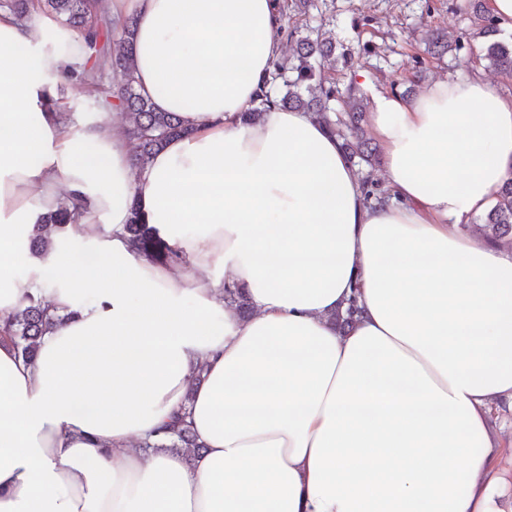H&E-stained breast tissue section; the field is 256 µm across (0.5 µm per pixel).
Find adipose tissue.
I'll list each match as a JSON object with an SVG mask.
<instances>
[{
    "label": "adipose tissue",
    "instance_id": "obj_1",
    "mask_svg": "<svg viewBox=\"0 0 512 512\" xmlns=\"http://www.w3.org/2000/svg\"><path fill=\"white\" fill-rule=\"evenodd\" d=\"M103 7L136 22L138 91L192 132L140 167L105 113L71 125L58 74L83 39L0 8V321L28 292L64 317L33 361L0 340V512H506L488 420L512 403V250L462 226L512 176V93L462 73L378 96L375 206L310 113L242 118L281 54L277 0ZM134 201L192 278L130 248ZM61 207L83 249L32 257ZM182 406L202 454L137 448ZM74 215L67 210H60L55 214L44 217L41 222L34 224L27 235L29 248L37 255L45 259L49 252L48 237L52 232H57L58 236H66V231L70 224L74 223Z\"/></svg>",
    "mask_w": 512,
    "mask_h": 512
}]
</instances>
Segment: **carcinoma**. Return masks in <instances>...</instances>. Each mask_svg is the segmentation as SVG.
Wrapping results in <instances>:
<instances>
[{"label": "carcinoma", "instance_id": "1", "mask_svg": "<svg viewBox=\"0 0 512 512\" xmlns=\"http://www.w3.org/2000/svg\"><path fill=\"white\" fill-rule=\"evenodd\" d=\"M96 4L97 0H0V8L11 9L21 16L32 7L50 13L63 26L84 37L86 66L74 88L89 90L104 107L112 106V99L115 98L119 107L129 111L126 135L135 143L136 158L142 164L168 139L188 134L190 130L177 115L154 111L149 99L138 92L132 70L135 21H128L119 31L112 27V20L104 15L99 16V22L93 24L91 18L97 14ZM459 9L474 15L478 36L488 38L498 34V21L485 7V0H463ZM461 49L460 41L448 39V33L440 30L431 32L424 41V52L433 58H441ZM485 50L490 67L512 77V45L493 40ZM335 52L336 43L324 37L321 28H310L308 34L296 39L292 58L273 62L264 90L259 94V107L245 114V117H258L261 107L268 103L284 109L309 112L336 136L350 162L358 159L372 167L378 163V157L375 147L365 136L363 93L352 84L341 89L321 76V62L335 55ZM361 186L368 203H383L388 198V192L369 178ZM72 223L74 215L66 210L41 219L27 235L29 248L40 257H47L49 235L53 232L66 235ZM463 229L493 245L512 242V178L504 182L495 204L479 218V222L465 224ZM125 230L132 249L152 262L162 266L183 263L178 250L144 222L136 202L131 205V220L125 225ZM224 303L240 317H248L250 302L240 289H224ZM53 324L54 317L50 315L49 307L40 297L27 293L22 297L19 310L5 320L0 336L11 342L18 355L32 360L36 357L39 339ZM139 447L145 450H175L188 456L204 449L191 422L181 411L173 413L165 424L148 434Z\"/></svg>", "mask_w": 512, "mask_h": 512}]
</instances>
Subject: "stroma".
Listing matches in <instances>:
<instances>
[{"label": "stroma", "instance_id": "stroma-1", "mask_svg": "<svg viewBox=\"0 0 512 512\" xmlns=\"http://www.w3.org/2000/svg\"><path fill=\"white\" fill-rule=\"evenodd\" d=\"M319 24L353 53L352 65L336 61L326 76L342 86L355 83L367 100L410 86L419 91L431 81L468 71L483 73L512 92V77L487 69L473 19L457 12L456 0H323L309 14L289 12L286 29L290 34ZM432 29L459 37L462 50L440 60L422 59V40Z\"/></svg>", "mask_w": 512, "mask_h": 512}]
</instances>
